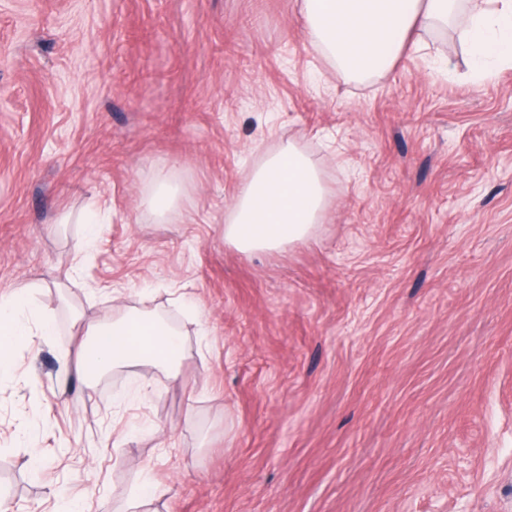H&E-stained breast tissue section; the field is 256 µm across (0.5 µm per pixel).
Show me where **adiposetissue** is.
<instances>
[{
	"label": "adipose tissue",
	"mask_w": 512,
	"mask_h": 512,
	"mask_svg": "<svg viewBox=\"0 0 512 512\" xmlns=\"http://www.w3.org/2000/svg\"><path fill=\"white\" fill-rule=\"evenodd\" d=\"M302 0L301 20L313 45L337 73L356 82L383 75L412 33L453 24L468 47L474 76L512 67V0ZM316 162L284 147L256 169L235 199L224 238L243 253L279 251L308 239L326 210ZM53 335L51 315L25 294L0 295V373L19 338ZM88 379L114 368L151 363L178 375L185 356L181 330L153 312L121 311L86 323L78 350Z\"/></svg>",
	"instance_id": "ef3b65f1"
}]
</instances>
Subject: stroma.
<instances>
[{"label":"stroma","instance_id":"1","mask_svg":"<svg viewBox=\"0 0 512 512\" xmlns=\"http://www.w3.org/2000/svg\"><path fill=\"white\" fill-rule=\"evenodd\" d=\"M299 9L0 0V295L32 288L55 327L0 376L7 512L149 483L148 512H512V68L474 78L430 32L348 81ZM290 144L327 216L241 253L233 202ZM116 292L181 327L178 377L84 384L74 315ZM176 195L169 180L159 175L155 181L153 192L145 199V205L159 216H165L175 205Z\"/></svg>","mask_w":512,"mask_h":512}]
</instances>
